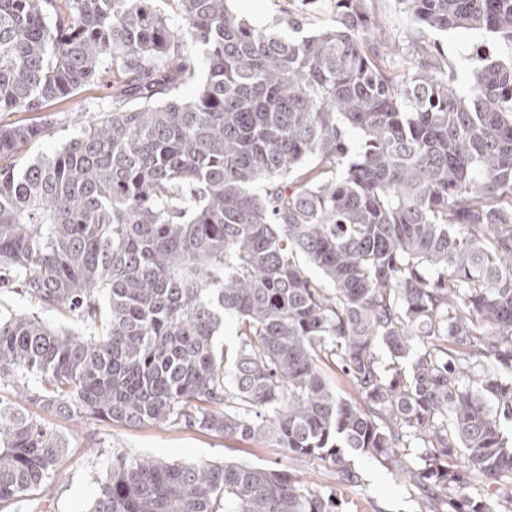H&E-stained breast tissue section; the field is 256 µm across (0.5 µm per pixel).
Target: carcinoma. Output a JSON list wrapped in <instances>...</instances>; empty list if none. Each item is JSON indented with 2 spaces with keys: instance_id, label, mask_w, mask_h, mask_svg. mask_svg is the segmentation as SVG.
Segmentation results:
<instances>
[{
  "instance_id": "cac0c4a2",
  "label": "carcinoma",
  "mask_w": 512,
  "mask_h": 512,
  "mask_svg": "<svg viewBox=\"0 0 512 512\" xmlns=\"http://www.w3.org/2000/svg\"><path fill=\"white\" fill-rule=\"evenodd\" d=\"M321 1L332 23L283 34ZM156 2L0 0V112L112 71V111L50 156L0 124V290L84 328L0 312V506L68 454L39 407L270 440L346 485L373 459L425 512H500L468 489L512 485V54L476 49L464 96L438 64L391 76L366 0H290L277 28L169 0L183 29ZM400 3L512 48V0ZM339 506L279 469L116 455L90 512Z\"/></svg>"
}]
</instances>
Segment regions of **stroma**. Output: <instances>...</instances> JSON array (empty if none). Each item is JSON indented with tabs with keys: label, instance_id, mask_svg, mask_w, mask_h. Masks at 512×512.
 Segmentation results:
<instances>
[{
	"label": "stroma",
	"instance_id": "stroma-1",
	"mask_svg": "<svg viewBox=\"0 0 512 512\" xmlns=\"http://www.w3.org/2000/svg\"><path fill=\"white\" fill-rule=\"evenodd\" d=\"M382 31L396 42L400 53L409 54L426 46L446 58L459 91L470 81L469 55L480 36L467 30L441 32L419 25L400 0H370ZM109 107L100 82L85 85L63 102L49 103L39 112H6L5 123L43 125V136L27 145L22 159L53 154L69 140L79 137L90 120ZM51 425L69 442L71 454L64 457L60 473L47 492L34 493L31 500L0 508V512H89L99 486L110 469L113 454L129 458H153L174 464L239 462L258 467L287 469L315 489L335 486L343 512H419V492L399 481L377 462L359 458L355 465L363 475L359 486L334 485L330 469L316 460L300 462L272 442L227 439L197 428L157 426L129 427L90 422L78 425L54 417ZM95 446L94 456L76 458L78 448Z\"/></svg>",
	"mask_w": 512,
	"mask_h": 512
}]
</instances>
